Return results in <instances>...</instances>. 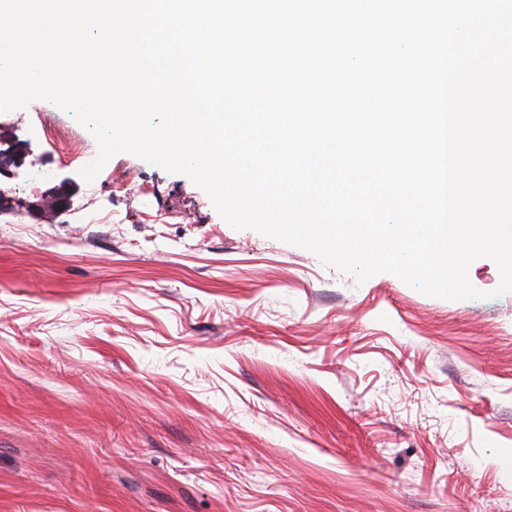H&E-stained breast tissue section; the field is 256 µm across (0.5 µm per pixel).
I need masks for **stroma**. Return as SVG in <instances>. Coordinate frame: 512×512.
<instances>
[{
  "instance_id": "1",
  "label": "stroma",
  "mask_w": 512,
  "mask_h": 512,
  "mask_svg": "<svg viewBox=\"0 0 512 512\" xmlns=\"http://www.w3.org/2000/svg\"><path fill=\"white\" fill-rule=\"evenodd\" d=\"M39 114L0 113L22 201L80 171ZM468 276L357 283L115 155L66 213H0V512H512V292ZM4 145L7 147L2 148ZM30 153V142L19 139L14 132L0 123V179L2 176L14 178Z\"/></svg>"
}]
</instances>
